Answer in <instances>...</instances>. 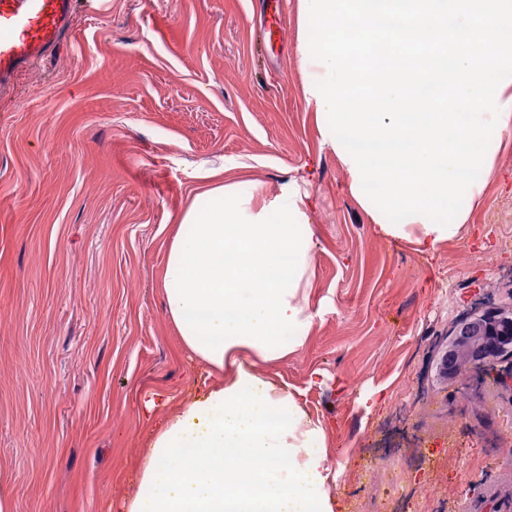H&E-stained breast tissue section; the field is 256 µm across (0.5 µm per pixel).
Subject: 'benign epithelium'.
<instances>
[{
	"label": "benign epithelium",
	"mask_w": 512,
	"mask_h": 512,
	"mask_svg": "<svg viewBox=\"0 0 512 512\" xmlns=\"http://www.w3.org/2000/svg\"><path fill=\"white\" fill-rule=\"evenodd\" d=\"M512 354V309L474 308L454 325L442 371L458 377L468 370L494 365L497 358Z\"/></svg>",
	"instance_id": "1"
}]
</instances>
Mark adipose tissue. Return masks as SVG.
Here are the masks:
<instances>
[{"label": "adipose tissue", "instance_id": "adipose-tissue-1", "mask_svg": "<svg viewBox=\"0 0 512 512\" xmlns=\"http://www.w3.org/2000/svg\"><path fill=\"white\" fill-rule=\"evenodd\" d=\"M304 100L384 238L422 252L460 235L512 129V0H299ZM444 88L445 96H421ZM206 189L167 253V312L185 349L225 372L151 436L139 491L112 512H335L328 426L255 367L301 348L315 249L306 194L253 204Z\"/></svg>", "mask_w": 512, "mask_h": 512}]
</instances>
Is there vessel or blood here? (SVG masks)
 <instances>
[{
  "label": "vessel or blood",
  "mask_w": 512,
  "mask_h": 512,
  "mask_svg": "<svg viewBox=\"0 0 512 512\" xmlns=\"http://www.w3.org/2000/svg\"><path fill=\"white\" fill-rule=\"evenodd\" d=\"M76 0H0V90L64 48Z\"/></svg>",
  "instance_id": "obj_1"
}]
</instances>
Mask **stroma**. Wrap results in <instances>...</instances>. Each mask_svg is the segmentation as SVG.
Returning a JSON list of instances; mask_svg holds the SVG:
<instances>
[{
  "label": "stroma",
  "mask_w": 512,
  "mask_h": 512,
  "mask_svg": "<svg viewBox=\"0 0 512 512\" xmlns=\"http://www.w3.org/2000/svg\"><path fill=\"white\" fill-rule=\"evenodd\" d=\"M299 35L298 0H80L64 50L0 97V498L15 512L134 497L145 399L172 397L170 415L223 381L165 312L203 164L243 197L294 181L310 195L316 318L258 372L331 422L336 512L512 506V390L493 382L512 359L441 371L474 303L512 307V149L459 239L427 256L416 227L378 237L304 101Z\"/></svg>",
  "instance_id": "stroma-1"
}]
</instances>
